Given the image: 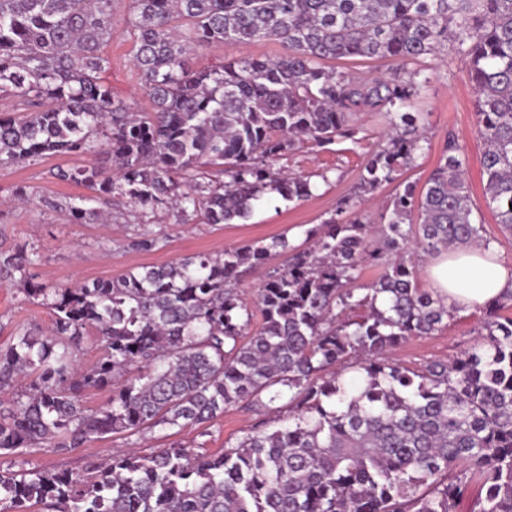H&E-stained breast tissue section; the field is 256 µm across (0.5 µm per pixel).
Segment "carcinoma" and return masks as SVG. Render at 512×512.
Masks as SVG:
<instances>
[{"label": "carcinoma", "instance_id": "obj_1", "mask_svg": "<svg viewBox=\"0 0 512 512\" xmlns=\"http://www.w3.org/2000/svg\"><path fill=\"white\" fill-rule=\"evenodd\" d=\"M118 0H0V167L56 153L103 156L60 169L108 203L165 205L207 224L249 218L266 195H311L308 178L274 163L310 144L358 142V115L382 113L388 132L354 196L306 246L284 236L219 254L144 266L120 278L48 286L29 271L37 253L0 252V279L52 313L47 333L0 347V456L72 448L107 434L202 425L245 402L285 399L292 416L221 454L162 448L90 462L83 473L0 464V512H456L471 484L479 512H512V290L485 305L480 339L448 363L411 371L385 353L454 316L420 285L410 251L489 246L473 218L464 148L448 137L422 187L400 179L428 149L426 92L440 50L469 61L485 193L512 232V0H128L133 65L153 102L137 112L103 74ZM281 42L271 59L224 56L188 66L199 48ZM396 62L388 78L355 81L330 62ZM216 168L225 181L206 179ZM395 185L390 217L345 218L362 197ZM87 199L50 202L75 224L104 214ZM288 254L258 289L260 328L238 282L271 253ZM379 277L356 286L362 265ZM102 354L75 366L87 336ZM338 363L357 367L345 380ZM109 390L86 408L83 395Z\"/></svg>", "mask_w": 512, "mask_h": 512}]
</instances>
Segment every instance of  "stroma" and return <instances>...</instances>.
Masks as SVG:
<instances>
[{
	"label": "stroma",
	"mask_w": 512,
	"mask_h": 512,
	"mask_svg": "<svg viewBox=\"0 0 512 512\" xmlns=\"http://www.w3.org/2000/svg\"><path fill=\"white\" fill-rule=\"evenodd\" d=\"M127 20L128 6L122 0L112 17V38L103 49L109 61L105 77L117 97L147 111L152 103L132 64L135 45L128 34ZM414 109L428 115L425 135L430 148L417 168L405 172V179L424 183L439 163L448 138H456L468 156L473 212L480 215L491 247L512 264V235L501 232L485 198L480 165L483 144L477 134L476 93L468 62L453 51H445L435 62L427 93L416 101ZM359 124L361 144L339 140L323 149L308 147L278 160V167L310 175V197L291 202L271 198L257 206L250 219L232 224H206L197 217L182 224L171 208L137 211L121 198L114 199L110 207L112 225L92 219L74 224L67 213L50 208L49 203L85 194V187L61 181L55 173L60 168L85 165L86 157L57 154L31 165L0 167V250L35 249L38 260L32 271L38 282L62 286L110 280L142 266L162 265L200 253L214 254L280 235L301 243L306 230L320 224L340 200L353 196L368 153L387 129L383 117L374 111L361 113ZM18 186L25 187L27 202L15 201L13 191ZM145 237L158 239V246L149 251L134 247V240ZM484 312L481 306L457 310L435 335L409 339L390 357L413 369L452 359L476 342ZM51 320L50 310L39 301L26 298L10 283L0 284V346L9 344L18 332L47 330ZM277 424L274 414L242 403L199 427L112 434L63 450L32 448L26 458L37 468L76 472L89 459L118 457L132 449L148 455L161 448L181 446L196 453L216 454L235 445L248 431L270 430Z\"/></svg>",
	"instance_id": "35a3bbf8"
}]
</instances>
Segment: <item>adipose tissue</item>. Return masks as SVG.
I'll list each match as a JSON object with an SVG mask.
<instances>
[{
    "label": "adipose tissue",
    "instance_id": "ef3b65f1",
    "mask_svg": "<svg viewBox=\"0 0 512 512\" xmlns=\"http://www.w3.org/2000/svg\"><path fill=\"white\" fill-rule=\"evenodd\" d=\"M424 274L448 304L459 308L486 303L512 288V269L491 247L458 246L427 264Z\"/></svg>",
    "mask_w": 512,
    "mask_h": 512
}]
</instances>
